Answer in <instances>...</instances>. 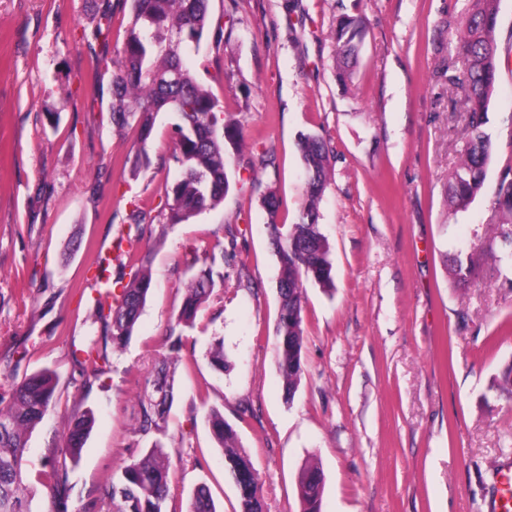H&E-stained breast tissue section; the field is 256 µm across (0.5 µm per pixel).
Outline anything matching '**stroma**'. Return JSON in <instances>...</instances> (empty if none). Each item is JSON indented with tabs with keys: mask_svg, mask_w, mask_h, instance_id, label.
<instances>
[{
	"mask_svg": "<svg viewBox=\"0 0 512 512\" xmlns=\"http://www.w3.org/2000/svg\"><path fill=\"white\" fill-rule=\"evenodd\" d=\"M472 0H211L222 43L206 41L197 76L235 115L251 146L230 171L221 205L164 236L137 242L154 286L130 342L106 349L84 379L74 349L103 347L93 317L97 251L125 231L130 200L158 208L174 147L158 114L150 169L131 178L136 129L112 127V73L131 0H0V394L48 368L57 406L28 437L27 482L44 481L67 416L94 427L70 471L66 512H108L104 492L121 465L161 443L172 452L168 512H187L207 486L218 512L238 491L210 433L219 408L260 475L266 512H299L297 475L323 470V512H498L502 468L512 466V399L499 388L512 364V288L486 276L459 287L443 257L476 234L492 236V189L512 166V0H500L498 80L488 108L494 152L484 191L453 210L448 178L466 141L463 72L455 35ZM358 16L366 35L350 78L335 67L336 21ZM107 39L84 38L101 17ZM331 148L319 206L335 288L307 283L303 369L286 401L275 365L277 223L299 217V134ZM234 246L194 328L170 330L190 278V249ZM223 338L228 363L207 354ZM175 400L163 432L138 433L139 396L162 366Z\"/></svg>",
	"mask_w": 512,
	"mask_h": 512,
	"instance_id": "35a3bbf8",
	"label": "stroma"
}]
</instances>
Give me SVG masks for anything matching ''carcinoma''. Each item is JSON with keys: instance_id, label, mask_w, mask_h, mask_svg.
<instances>
[{"instance_id": "obj_1", "label": "carcinoma", "mask_w": 512, "mask_h": 512, "mask_svg": "<svg viewBox=\"0 0 512 512\" xmlns=\"http://www.w3.org/2000/svg\"><path fill=\"white\" fill-rule=\"evenodd\" d=\"M210 0H132L133 22L118 56L112 60V125L123 131L138 128V154L145 160L131 168L134 177L148 170V141L156 117L172 115L175 146L172 160L177 175L163 185V213L153 215L139 203L129 202L125 221L144 236V226L182 224L224 201L230 187L229 171L235 164L226 144L237 148L244 142L240 121L219 110L217 98L195 77L196 60L191 49L213 38L224 39V27L211 28ZM474 5L458 36L464 70L465 146L448 180V196L457 210L466 209L483 190L493 151L492 135L486 125L488 104L498 73L495 34L500 0H473ZM336 68L340 78L352 74L363 41L360 21L342 18L334 32ZM298 149L304 168L303 205L298 222L276 223L278 199L271 193L264 198L270 217V244L279 261L276 289L279 300L274 342L276 367L284 382L286 397L293 399L303 374V309L306 282L324 289L334 288L331 249L318 224V206L331 180L330 151L323 139L302 133ZM497 217L495 238L501 243L475 236L468 249L444 256L446 271L458 286L480 281L485 266L497 274L512 272V167L503 171L493 191ZM196 273L187 283L175 326L191 328L200 307L210 298L216 281H224V263L235 259V252L222 249L220 255L190 251ZM118 267H130L129 275L112 280L109 288L119 290L116 307L95 304L112 347L125 346L153 288L146 257L130 249L115 257ZM210 365L222 371L227 367L224 342L218 338L209 352ZM57 376L45 369L24 378L11 388L10 399L0 397V512H34L37 490L25 483L27 466L26 435L55 407ZM174 402V385L166 370L152 382V391L141 398L138 431L148 435L166 424V413ZM207 420L213 438L222 450L225 466L239 495V512H264L260 496V476L239 441L235 427L218 409L209 411ZM95 423L93 412H74L68 421L64 444L49 450L46 477L52 507L56 494L66 486L70 464L75 462ZM171 450L160 444L144 450L121 467L118 479L106 495L115 512H166L170 496ZM297 483L304 487L299 512H322L324 475L319 463L311 460L301 469ZM188 512H217L206 486L193 491Z\"/></svg>"}]
</instances>
